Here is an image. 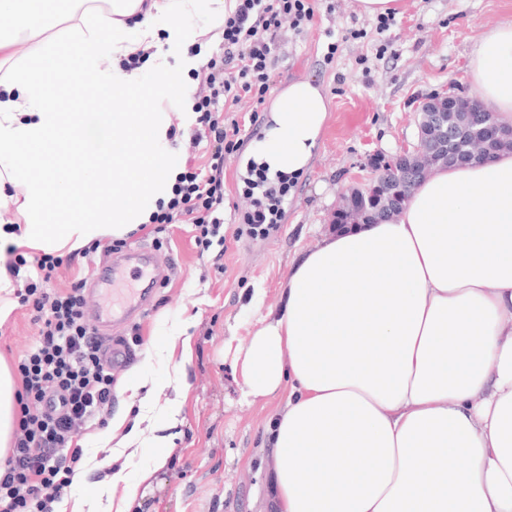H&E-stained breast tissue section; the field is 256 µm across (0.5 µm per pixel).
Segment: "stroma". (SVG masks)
<instances>
[{
    "label": "stroma",
    "instance_id": "35a3bbf8",
    "mask_svg": "<svg viewBox=\"0 0 512 512\" xmlns=\"http://www.w3.org/2000/svg\"><path fill=\"white\" fill-rule=\"evenodd\" d=\"M388 30L361 13L357 0H312L314 16L301 30H285L277 77L260 119L237 113L242 150L224 161V244L203 248L195 228L167 225L157 250L154 304L142 316L112 327L127 344L125 364L112 368L107 426H87L85 474L65 496L66 512H273L272 477L282 461L269 448L265 426L287 394L246 397L245 353L297 260L327 233L342 191L357 186L381 155L416 141V107L438 93L473 95L469 60L479 36L512 18V0H403ZM309 80L330 104L305 173L291 187L285 213L269 235L251 233L243 216L253 207L242 162L263 141L269 110L288 84ZM173 136L178 166H204V146L181 127L179 98L154 103ZM364 110L347 128L344 115ZM111 236L84 253L62 245V260L47 285L65 293L107 266ZM39 336L29 310L15 305L0 320V359L15 365ZM179 415H172V406ZM164 435L166 447L155 439ZM121 449L112 457V449ZM121 480H113V468ZM138 496L128 499V485Z\"/></svg>",
    "mask_w": 512,
    "mask_h": 512
}]
</instances>
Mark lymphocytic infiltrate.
Returning a JSON list of instances; mask_svg holds the SVG:
<instances>
[{
  "label": "lymphocytic infiltrate",
  "instance_id": "lymphocytic-infiltrate-1",
  "mask_svg": "<svg viewBox=\"0 0 512 512\" xmlns=\"http://www.w3.org/2000/svg\"><path fill=\"white\" fill-rule=\"evenodd\" d=\"M314 15L310 0H235L224 14L219 53L203 66L205 93L195 110L194 143H205V168H187L166 206L152 223L189 220L196 241L210 247L224 229V158L243 141L231 109L260 105L275 77L277 49L284 27L300 28ZM260 192L247 221L254 228L274 226L282 214L287 186H273L266 169L247 182ZM60 258L45 255L35 264L37 281L18 292L40 323L36 343L18 360L19 417L4 463L0 464V512H54V503L70 492L84 468L79 444L90 422L105 423L112 409V366L104 358L105 341L85 323L88 303L81 286L64 294L38 288L50 281Z\"/></svg>",
  "mask_w": 512,
  "mask_h": 512
}]
</instances>
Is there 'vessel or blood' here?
<instances>
[{"label":"vessel or blood","instance_id":"vessel-or-blood-1","mask_svg":"<svg viewBox=\"0 0 512 512\" xmlns=\"http://www.w3.org/2000/svg\"><path fill=\"white\" fill-rule=\"evenodd\" d=\"M156 258L144 246L127 249L112 259L88 283V320L100 336H107L112 325L128 322L143 314L154 297Z\"/></svg>","mask_w":512,"mask_h":512}]
</instances>
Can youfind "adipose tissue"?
I'll return each instance as SVG.
<instances>
[{
  "label": "adipose tissue",
  "instance_id": "ef3b65f1",
  "mask_svg": "<svg viewBox=\"0 0 512 512\" xmlns=\"http://www.w3.org/2000/svg\"><path fill=\"white\" fill-rule=\"evenodd\" d=\"M203 7L225 4L0 0V165L25 187L26 245L120 238L170 201L180 170L152 103L173 74L156 49L188 47L182 20ZM58 17L67 28L48 34ZM141 51L156 80L123 68ZM470 74L512 126V19L480 36ZM104 101L112 160L73 167L74 108ZM328 105L313 82L289 84L254 161L301 175ZM267 316L244 379L256 399L288 391L268 426L275 512H512V151L439 169L390 220L330 233Z\"/></svg>",
  "mask_w": 512,
  "mask_h": 512
}]
</instances>
